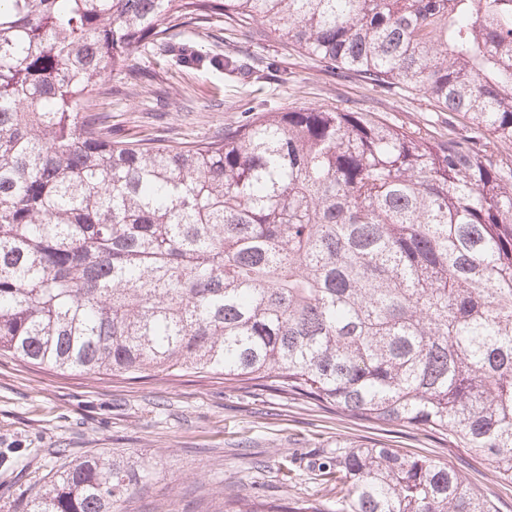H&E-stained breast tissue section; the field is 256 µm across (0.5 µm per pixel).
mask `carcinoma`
<instances>
[{
  "label": "carcinoma",
  "mask_w": 512,
  "mask_h": 512,
  "mask_svg": "<svg viewBox=\"0 0 512 512\" xmlns=\"http://www.w3.org/2000/svg\"><path fill=\"white\" fill-rule=\"evenodd\" d=\"M269 25L341 74L466 122L262 111L190 145L117 141L113 73L244 70L180 39ZM192 372L441 436L512 484V0H0V356ZM336 500L224 512H496L438 458L338 448ZM136 478L63 468L23 512H119Z\"/></svg>",
  "instance_id": "carcinoma-1"
}]
</instances>
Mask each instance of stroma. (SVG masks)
I'll return each mask as SVG.
<instances>
[{
	"label": "stroma",
	"instance_id": "1",
	"mask_svg": "<svg viewBox=\"0 0 512 512\" xmlns=\"http://www.w3.org/2000/svg\"><path fill=\"white\" fill-rule=\"evenodd\" d=\"M203 43L211 53L237 55L245 72L182 71L136 84L107 76L95 109L109 116L113 139L201 140L251 118L260 103L273 111L316 104L371 112L430 134L464 131L424 94L337 76L268 27L219 21ZM373 444L438 457L464 471L497 512H512V484L418 428L358 420L220 376L133 380L0 356V448L20 451L13 469L0 466V512H21L62 467L90 456L143 474L121 512H224L225 498L246 492L315 498L326 492L316 477L320 462L337 449ZM284 465L291 481L282 478Z\"/></svg>",
	"mask_w": 512,
	"mask_h": 512
}]
</instances>
